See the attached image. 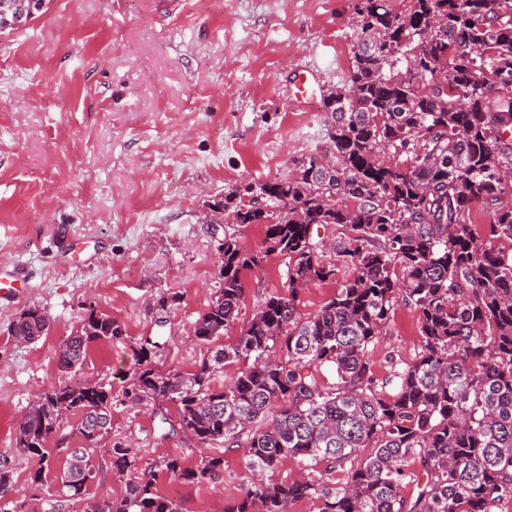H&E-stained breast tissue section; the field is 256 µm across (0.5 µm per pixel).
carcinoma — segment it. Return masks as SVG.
<instances>
[{"label": "carcinoma", "instance_id": "carcinoma-1", "mask_svg": "<svg viewBox=\"0 0 512 512\" xmlns=\"http://www.w3.org/2000/svg\"><path fill=\"white\" fill-rule=\"evenodd\" d=\"M357 16L349 84L322 101L335 168L311 157L293 177L264 182L265 213L237 198L250 182L215 203L238 224L265 225V249L244 252L224 238L222 287L194 323L207 354L191 373L164 370L159 342L144 338L124 397L201 447L248 449L256 479L224 512H290L297 500L314 512H493L512 499V202L501 200L502 173L512 170V0H414L404 14L388 0H358ZM490 81L502 92L489 93ZM324 224L341 228L332 249L353 277L303 321L302 287L337 271L313 235ZM272 252L288 258L287 291L267 297L234 342L217 344L238 319L245 272ZM400 299L418 313L419 352L393 370L388 390L368 350ZM46 328L30 307L13 336L28 342ZM124 336L118 320L91 309L59 347V364L76 373L90 343ZM232 363L231 381L212 388ZM111 416L101 379L40 395L13 427L17 449L39 459L33 480L50 469L47 443L72 417L85 440L63 449L60 480L81 512H183L157 493L158 475L195 484L224 472V457L208 452L194 467L162 457L142 468L115 443L112 467L132 475L127 495L88 500ZM364 448L371 453L353 463ZM289 459L306 476L259 479ZM337 468L344 481L330 489L324 472Z\"/></svg>", "mask_w": 512, "mask_h": 512}]
</instances>
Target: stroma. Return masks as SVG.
<instances>
[{
    "label": "stroma",
    "mask_w": 512,
    "mask_h": 512,
    "mask_svg": "<svg viewBox=\"0 0 512 512\" xmlns=\"http://www.w3.org/2000/svg\"><path fill=\"white\" fill-rule=\"evenodd\" d=\"M356 3L50 0L43 16L0 34V268L27 282L20 297L0 302V469L12 475L0 512L74 510L57 476L65 449L82 443L75 422L50 440L56 454L38 483V460L17 449L13 424L70 381L56 352L91 308L116 318L125 337L92 344L81 369L112 388V429L95 450L101 467L86 497L126 496L113 443L131 446L142 464L200 459L193 443L162 437L152 407L123 401L141 339L158 338L164 369L186 374L201 361L207 348L193 326L223 283L225 236L247 252L264 242L260 225L204 223V206L331 154L329 113L295 92L311 74L325 90L349 83L336 48L357 49ZM245 282L227 344L266 297L286 291V257L269 254L261 275ZM32 306L49 328L21 344L12 325ZM417 331L416 310L397 305L370 347L381 381L415 358ZM246 460V449L233 448L218 479L162 475L156 487L184 512H224L247 486Z\"/></svg>",
    "instance_id": "35a3bbf8"
}]
</instances>
